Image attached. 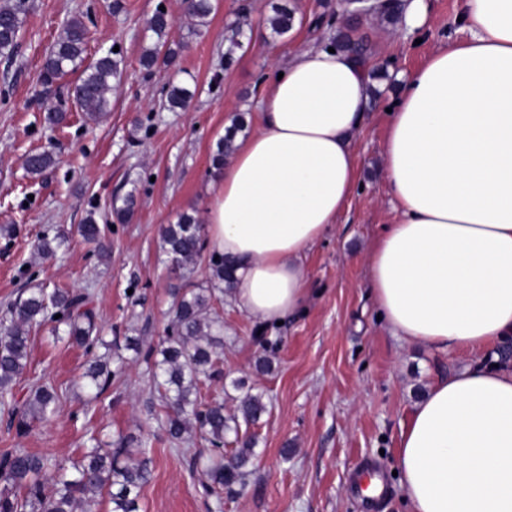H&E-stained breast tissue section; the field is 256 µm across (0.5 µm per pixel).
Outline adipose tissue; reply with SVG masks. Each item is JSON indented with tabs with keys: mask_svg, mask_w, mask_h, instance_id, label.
<instances>
[{
	"mask_svg": "<svg viewBox=\"0 0 512 512\" xmlns=\"http://www.w3.org/2000/svg\"><path fill=\"white\" fill-rule=\"evenodd\" d=\"M467 38L410 72L388 100L382 159L395 223L368 251L393 336L478 353L512 335V0H461ZM270 78L261 122L234 137L203 230L234 269L232 297L272 324L303 310L307 253L355 195L353 142L369 68L313 44ZM409 512H512V369L433 380L401 432Z\"/></svg>",
	"mask_w": 512,
	"mask_h": 512,
	"instance_id": "adipose-tissue-1",
	"label": "adipose tissue"
}]
</instances>
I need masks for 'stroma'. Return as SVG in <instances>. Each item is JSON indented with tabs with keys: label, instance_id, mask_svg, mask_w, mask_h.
Listing matches in <instances>:
<instances>
[{
	"label": "stroma",
	"instance_id": "35a3bbf8",
	"mask_svg": "<svg viewBox=\"0 0 512 512\" xmlns=\"http://www.w3.org/2000/svg\"><path fill=\"white\" fill-rule=\"evenodd\" d=\"M111 2L28 0L17 52L0 57V88L9 89L0 96V303L46 282L85 289L106 340L133 337L139 349L123 351V375L94 399L80 379L83 349L38 331L16 390L24 395L32 382H46L57 388L60 406L22 437L0 412V450L23 448L68 465L93 444L124 437L135 454L139 439L148 438L151 477L140 492L139 512H364L350 476L371 462L386 474L375 512H408L395 471L413 401L439 375L487 356L407 345L378 318L366 250L395 219L381 158L388 120L383 107L366 113L354 141L360 192L307 255L314 293L305 312L264 329L232 303L218 309L222 376L206 382L207 400L234 408L240 393L233 383L241 379L267 405L254 427L256 456L234 493L204 494L202 470L188 463L189 452L206 448L198 433L186 435L179 447L169 440L145 354L165 336L173 291L182 285L167 271L161 229L182 213L203 215L221 177L212 157L225 126L245 111L258 127L259 104L281 53L347 27L366 46L372 66L384 70L380 86L390 89L448 39L463 38L454 22L460 0H425V27L402 35L396 25L343 14L338 0H288L297 24L284 35L268 24L274 0H216L198 35L180 0H121L117 10ZM161 7L171 20L167 41L182 50L176 68L149 71L141 57L154 36L145 24ZM73 15L92 33L90 57L114 50L123 60L112 110L96 122L72 99L37 83L48 47ZM237 28L241 45L233 49L229 38ZM229 49L234 62L228 67ZM172 82L193 91L186 109L164 108ZM56 105L64 119L50 129L41 117ZM45 149L55 152L56 166L29 177L27 154ZM131 190L137 196L133 215L111 221L113 197ZM91 211L114 224L111 260L91 254L77 237L52 259L38 255L40 236L76 227Z\"/></svg>",
	"mask_w": 512,
	"mask_h": 512
}]
</instances>
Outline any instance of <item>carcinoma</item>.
Returning a JSON list of instances; mask_svg holds the SVG:
<instances>
[{"label":"carcinoma","mask_w":512,"mask_h":512,"mask_svg":"<svg viewBox=\"0 0 512 512\" xmlns=\"http://www.w3.org/2000/svg\"><path fill=\"white\" fill-rule=\"evenodd\" d=\"M213 10L212 0H184L185 15L195 21L191 33L199 34L198 27L205 24ZM25 15L26 0H0L1 57L10 58L15 53ZM400 16V0H385L376 10V17L387 24L396 23ZM293 22V12L285 6L274 7V15L269 18L270 26L279 35L288 33ZM169 27L166 12L156 10L148 21V30L157 42L144 50L142 64L146 68L159 63L175 64L179 50L164 41ZM87 44L84 21L78 16L67 20L49 47L38 83L51 87L69 74H78L67 95L90 119L99 120L111 111L112 92L122 76L121 60L107 53L90 61ZM335 46L367 61L363 49L347 31H337ZM191 97L187 88L171 83L164 106L174 112L185 108ZM55 164L52 151H35L28 153L25 170L29 175L40 176ZM135 205V191L117 194L112 199L111 212L124 220ZM108 231L109 225L98 223L96 213L90 212L76 231L62 228L52 237L43 236L37 251L51 257L76 234L92 245L98 256L109 258ZM162 249L174 273L195 265L206 249L199 220L183 214L177 223L167 225L162 233ZM234 286L233 271L224 254L210 252L206 285L177 289L171 307L172 324L161 349L147 355L157 379L168 435L177 442L195 429L210 445L207 462L195 453L190 466L203 465L207 476L203 491L218 498L243 483L246 467L255 456L256 437L241 432V425L258 423L267 411L262 396L249 392L239 398L232 413L225 412L221 402L202 401L201 378L216 374L215 361L224 350L223 320L215 311L214 302ZM91 304L88 291L43 284L23 291L0 314V403L11 405L9 418L17 435L27 434L34 422L47 419L59 402L58 393L46 384L32 387L25 399H16L14 388L29 364L33 330L48 326L52 335L62 332L84 349L87 362L83 377L98 397L122 374L121 366H112V354H98L103 340ZM226 439L236 445L231 452L224 448ZM147 447L148 441H140L137 457L128 452L122 439L114 448H90L72 465V474L46 455L23 448L5 450L0 453V512H77L79 506H91L95 496L104 492L110 498L112 512H138L139 493L151 475ZM48 480L55 486L50 494L45 492Z\"/></svg>","instance_id":"1"}]
</instances>
